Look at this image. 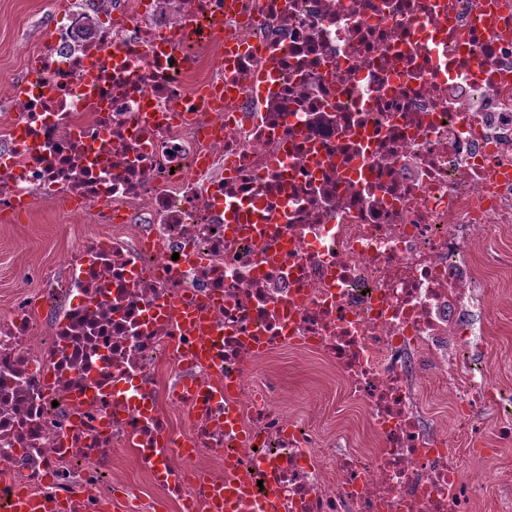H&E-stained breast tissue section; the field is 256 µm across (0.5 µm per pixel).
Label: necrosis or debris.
Listing matches in <instances>:
<instances>
[{"mask_svg":"<svg viewBox=\"0 0 512 512\" xmlns=\"http://www.w3.org/2000/svg\"><path fill=\"white\" fill-rule=\"evenodd\" d=\"M50 6L63 23L0 85V213L61 199L120 230L64 256L47 323L0 316V512H148L109 477L121 448L180 512L242 472L224 512H474L484 475L459 456L512 442L511 414L475 416L501 393L462 320L472 243L512 224V0ZM228 83L223 111L197 106ZM282 350L336 369L379 450L288 413ZM433 387L450 426L422 421Z\"/></svg>","mask_w":512,"mask_h":512,"instance_id":"necrosis-or-debris-1","label":"necrosis or debris"}]
</instances>
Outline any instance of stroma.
Returning a JSON list of instances; mask_svg holds the SVG:
<instances>
[{
  "label": "stroma",
  "instance_id": "35a3bbf8",
  "mask_svg": "<svg viewBox=\"0 0 512 512\" xmlns=\"http://www.w3.org/2000/svg\"><path fill=\"white\" fill-rule=\"evenodd\" d=\"M48 0H0V82L20 67L16 49L26 42L36 44L55 25ZM108 224L66 213L56 202L38 203L21 214L17 223H0V314L11 313L26 298L43 294L32 311L36 321L48 320L67 275L61 260L86 237L111 232ZM474 250L492 306L473 309L467 323L475 330L473 365L486 369L498 384L503 398L512 399V267L497 263L492 253L512 257V228H500L491 242L476 241ZM269 369L286 390L294 411L317 410L339 392L336 377L326 375L317 360L290 352L271 359ZM462 471L483 469L485 487L476 512H498L512 500V445L502 448L492 462L480 465L471 457H460Z\"/></svg>",
  "mask_w": 512,
  "mask_h": 512
}]
</instances>
